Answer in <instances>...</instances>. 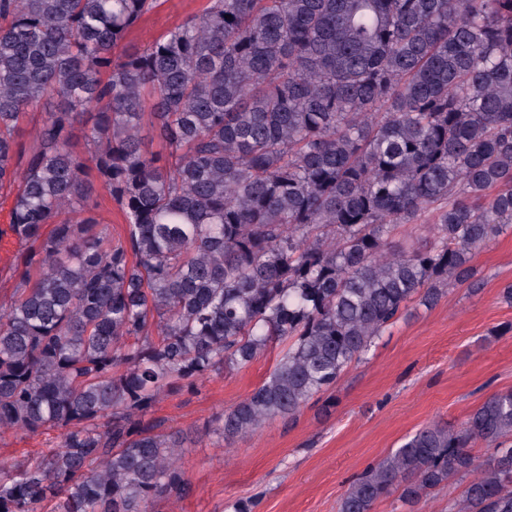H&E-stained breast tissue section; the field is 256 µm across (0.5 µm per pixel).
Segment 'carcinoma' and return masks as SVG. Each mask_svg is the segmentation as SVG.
<instances>
[{"label": "carcinoma", "mask_w": 512, "mask_h": 512, "mask_svg": "<svg viewBox=\"0 0 512 512\" xmlns=\"http://www.w3.org/2000/svg\"><path fill=\"white\" fill-rule=\"evenodd\" d=\"M156 7L0 0V194L26 247L0 307V430L61 437L0 476V512L185 496L183 436L142 424L162 393L289 339L215 431L292 420L408 302L478 289L472 252L512 224V0H207L126 48ZM93 178L125 239L91 215ZM426 211L421 244L396 245ZM511 437L507 390L368 465L337 512L475 471L457 512H512Z\"/></svg>", "instance_id": "cac0c4a2"}]
</instances>
